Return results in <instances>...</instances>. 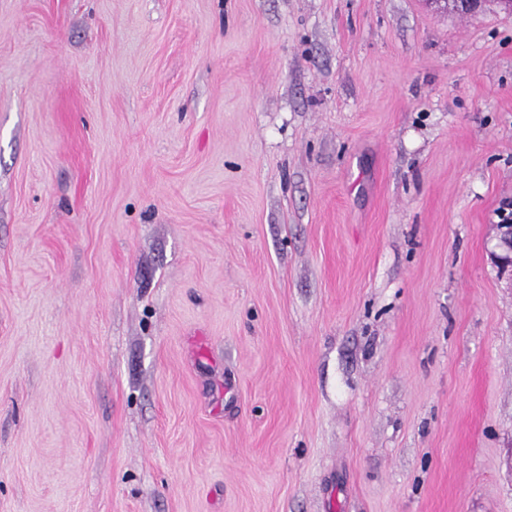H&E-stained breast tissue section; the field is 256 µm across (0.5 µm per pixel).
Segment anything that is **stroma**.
<instances>
[{
	"label": "stroma",
	"instance_id": "1",
	"mask_svg": "<svg viewBox=\"0 0 512 512\" xmlns=\"http://www.w3.org/2000/svg\"><path fill=\"white\" fill-rule=\"evenodd\" d=\"M512 14L0 0V512H512ZM509 212H504L506 210ZM497 224V243L495 248L499 250L497 258L504 267H512V210L503 208Z\"/></svg>",
	"mask_w": 512,
	"mask_h": 512
}]
</instances>
